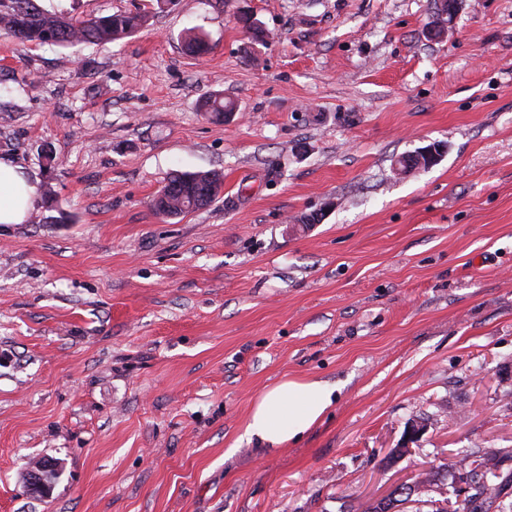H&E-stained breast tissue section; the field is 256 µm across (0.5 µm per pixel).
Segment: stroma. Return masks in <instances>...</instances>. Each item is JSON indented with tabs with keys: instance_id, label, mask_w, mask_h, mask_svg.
I'll return each mask as SVG.
<instances>
[{
	"instance_id": "1",
	"label": "stroma",
	"mask_w": 512,
	"mask_h": 512,
	"mask_svg": "<svg viewBox=\"0 0 512 512\" xmlns=\"http://www.w3.org/2000/svg\"><path fill=\"white\" fill-rule=\"evenodd\" d=\"M41 6L148 21L0 36V159L36 192L0 224V512H370L429 472L399 512H435L458 449L512 470V0H458L441 38L438 0ZM211 169V206L155 213ZM315 377L344 389L300 441H242L264 391ZM224 187L221 171L180 173L169 179L158 192L167 189L159 207L165 218H175L210 206ZM59 469L55 462L42 459L34 468L30 469L26 478L27 491L34 496L47 497L54 484V478Z\"/></svg>"
}]
</instances>
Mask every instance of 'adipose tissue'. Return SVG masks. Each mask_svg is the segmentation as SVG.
Here are the masks:
<instances>
[{"label":"adipose tissue","instance_id":"obj_1","mask_svg":"<svg viewBox=\"0 0 512 512\" xmlns=\"http://www.w3.org/2000/svg\"><path fill=\"white\" fill-rule=\"evenodd\" d=\"M34 206L21 167L0 159V224H21ZM342 388L323 379H287L253 404L244 435L269 451L299 441L339 399Z\"/></svg>","mask_w":512,"mask_h":512}]
</instances>
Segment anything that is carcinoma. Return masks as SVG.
Wrapping results in <instances>:
<instances>
[{
    "label": "carcinoma",
    "instance_id": "cac0c4a2",
    "mask_svg": "<svg viewBox=\"0 0 512 512\" xmlns=\"http://www.w3.org/2000/svg\"><path fill=\"white\" fill-rule=\"evenodd\" d=\"M143 17L133 13L109 14L91 18H75L50 13L36 0H0V33L14 38L19 44H50L69 47L83 43L107 44L135 33ZM188 53L201 56L208 51L205 40L195 34L185 37ZM206 112L222 116L235 111V104L221 95H211L202 104ZM224 187V175L212 170L180 173L169 179L164 199L158 207L168 218H175L210 206ZM467 462L470 470L462 474L466 483H476L473 493L463 499L462 512H507L503 498L512 490V472L501 471V459L495 454L463 449L448 462V473L459 470V463Z\"/></svg>",
    "mask_w": 512,
    "mask_h": 512
}]
</instances>
